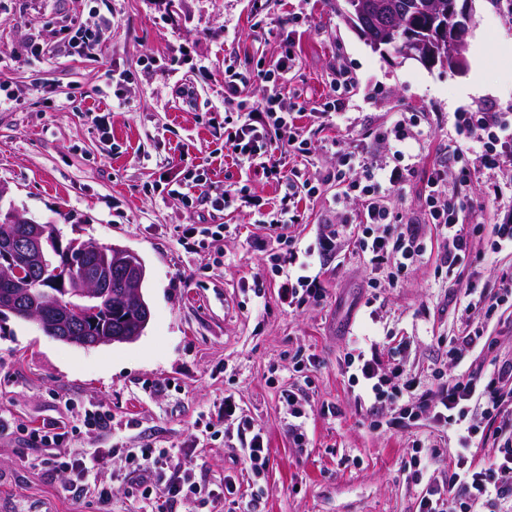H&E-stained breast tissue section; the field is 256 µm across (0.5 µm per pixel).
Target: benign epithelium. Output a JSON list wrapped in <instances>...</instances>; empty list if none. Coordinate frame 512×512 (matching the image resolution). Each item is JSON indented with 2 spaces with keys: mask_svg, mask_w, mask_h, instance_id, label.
I'll return each mask as SVG.
<instances>
[{
  "mask_svg": "<svg viewBox=\"0 0 512 512\" xmlns=\"http://www.w3.org/2000/svg\"><path fill=\"white\" fill-rule=\"evenodd\" d=\"M469 0H448V30L441 31L434 45L425 46L411 41L403 48V54L428 63L439 57L449 59L452 67L457 68L464 61L466 35L473 18ZM49 227L44 224L24 225V233H7L0 236V254L7 258L0 264V318L10 313L35 322L49 336L61 341L76 343L84 348L101 345L130 342L138 338L147 327L151 313L142 293L145 279V266L134 253L112 247L110 252L94 242L81 244L80 256L104 255L111 259V268L116 270L130 289L132 321L135 329L131 333L124 331L94 336L87 335L85 322L75 315L73 306L65 301L67 296H80L92 300L101 294V281L84 276L72 283L64 281L54 284L61 298L51 306H46L39 294L21 293L12 288L18 280H29L35 272L48 264L44 250V241Z\"/></svg>",
  "mask_w": 512,
  "mask_h": 512,
  "instance_id": "1",
  "label": "benign epithelium"
}]
</instances>
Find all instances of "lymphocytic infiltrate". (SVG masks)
Instances as JSON below:
<instances>
[{"mask_svg": "<svg viewBox=\"0 0 512 512\" xmlns=\"http://www.w3.org/2000/svg\"><path fill=\"white\" fill-rule=\"evenodd\" d=\"M295 62L293 51H286L265 72L269 88L254 105L244 98V83L233 66L224 68V111L233 115L234 124L224 130V146L237 160L260 168L266 177L282 182L285 191L275 217L263 225L274 243L283 247L275 254L276 272L297 269V276L287 278L279 288L280 296L289 304L304 306L323 300L325 289L320 276L310 275L312 258L325 261L337 257L343 244H351L371 269L389 268L390 285H398L415 266L424 248L417 232L401 216L393 214L385 204L386 195L406 180L411 169L398 166L402 147L412 128L421 123L415 112H403L378 138L392 149L394 165L377 163L367 152L351 150L340 155L336 168L313 167L311 172L287 169L282 157L271 151L273 142L284 139L302 156L312 154V135L295 125L293 105L282 97L279 87L288 79ZM460 136L481 146L479 163L492 165L499 151H512V119L497 117L493 112H459L455 115ZM464 170L437 169L427 180L425 203L431 224L439 227L444 240L441 264L454 270L469 253V240L459 225L464 202L457 186L463 182ZM336 183L340 198H356L361 209L355 220L336 224L325 222L315 250H303L290 244L286 230L297 223L299 194L317 197L322 185ZM485 324L470 321L465 335L448 344V369L438 372L436 387H424L414 377L403 376L399 368L384 370L378 342H371L365 354L347 356L348 367L362 382L364 401L379 404L387 397L401 399L402 404L388 419L391 427H404L427 418L438 426H452L457 432L458 452L452 461L453 471L443 490L426 489L420 498L419 512H470L472 501L512 504V362L495 365L488 374L461 371L463 351L478 346ZM223 415L236 421L237 438L247 450L251 467L264 465L269 443L261 429L243 416L234 397L224 399ZM494 422L490 435L493 452L478 466H469L467 452L473 437L480 431L479 419ZM33 447L39 448L40 460L54 469L68 472L72 481L88 482L89 489L101 503L112 499V488L90 482L100 452L88 449L72 453L64 447V436L55 432H30ZM115 481L128 484L131 491L144 499L157 498L158 512H172L179 499L195 495L201 499L218 498L220 491H233L232 482L223 490L211 488L201 467L182 455L165 448H142L126 451L124 470Z\"/></svg>", "mask_w": 512, "mask_h": 512, "instance_id": "lymphocytic-infiltrate-1", "label": "lymphocytic infiltrate"}]
</instances>
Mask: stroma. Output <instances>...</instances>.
Here are the masks:
<instances>
[{"label":"stroma","instance_id":"35a3bbf8","mask_svg":"<svg viewBox=\"0 0 512 512\" xmlns=\"http://www.w3.org/2000/svg\"><path fill=\"white\" fill-rule=\"evenodd\" d=\"M342 0H0V84L15 96L0 107V208H15L39 224L57 225L64 239L116 245L146 266L144 298L151 320L130 343L82 348L46 336L36 324L0 321V421L55 431L79 410L97 408L111 427L67 438L69 450H101L98 478L111 484L101 507L89 495L61 488L62 478L40 463L26 436L0 438V512H145L128 486L112 476L124 466L120 448H168L202 464L212 483L232 477L237 495L219 512H418L426 484L446 483L453 430L422 419L408 428L375 427L380 412L359 400L360 387L345 363L363 337L381 338L383 359L434 386L447 369L438 337L462 335L467 284L494 283L512 268V252L490 253L487 233L474 225L512 217V156L470 167L458 193L460 222L471 234L472 255L453 274L441 273L443 240L428 221V173L449 166L459 112L512 114V23L494 0H472L474 24L462 68L449 70L374 48L343 17ZM77 18L101 31L98 44L74 55L50 38L51 29ZM42 44L33 56L29 42ZM292 50L296 66L283 92L295 98L294 122L322 141L314 156L334 167L338 154L363 149L389 160L376 138L394 113H424L421 136L410 142L414 174L388 197L392 212L415 224L425 252L397 287L385 270L366 269L346 253L326 263L323 301L288 307L271 270L272 244L262 225L236 203L185 206L195 170L212 180L246 185L273 211L280 184L257 169L240 168L224 147V64L246 80L250 100L262 97L258 75ZM356 78L348 126L322 120L318 107L335 91L336 65ZM132 74L124 104L105 88L113 72ZM105 113L102 135L90 113ZM498 190L492 209L483 204ZM336 185L301 198L302 223L289 226L297 246L315 243L327 216L354 217L360 203L336 204ZM220 224L207 248L184 245L186 228ZM376 279L378 289L368 288ZM409 339L406 350L384 334ZM492 349L465 352L461 366L482 372L512 357V306L488 318ZM305 410L307 444L293 443L284 391ZM234 395L269 441L260 471L244 462L235 423L219 417ZM335 405L336 414L322 410ZM444 457L412 480L414 440Z\"/></svg>","mask_w":512,"mask_h":512}]
</instances>
